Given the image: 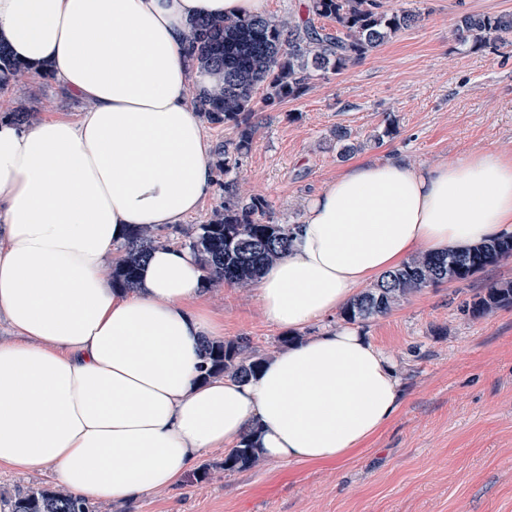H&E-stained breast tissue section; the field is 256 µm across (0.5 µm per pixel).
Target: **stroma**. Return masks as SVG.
<instances>
[{
  "label": "stroma",
  "instance_id": "stroma-1",
  "mask_svg": "<svg viewBox=\"0 0 512 512\" xmlns=\"http://www.w3.org/2000/svg\"><path fill=\"white\" fill-rule=\"evenodd\" d=\"M421 12L344 73L313 81L296 100L256 114L250 151L229 174L243 199L263 202L279 224L301 223L306 205L348 166L332 136L349 129L356 159L403 157L435 165L473 152L512 149V45L476 53L456 38L463 14L512 12V0H381ZM40 119H78L83 105L55 81L35 78L4 97ZM512 281V259L465 281L416 291L359 329L394 360L399 406L383 428L337 464L266 460L221 470L203 454L172 488L109 503L108 512H512V306L473 319L462 301ZM207 314L223 340L250 337L272 358L285 329L262 315L253 288H206Z\"/></svg>",
  "mask_w": 512,
  "mask_h": 512
}]
</instances>
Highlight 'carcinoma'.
<instances>
[{
    "label": "carcinoma",
    "instance_id": "obj_1",
    "mask_svg": "<svg viewBox=\"0 0 512 512\" xmlns=\"http://www.w3.org/2000/svg\"><path fill=\"white\" fill-rule=\"evenodd\" d=\"M307 18L214 17L191 21L184 33L192 65L218 75L220 83L200 89L192 98L200 116L213 125L231 124L237 139L216 144L215 168L227 174L238 155L250 149L258 103L296 100L313 80L328 73L339 75L351 64L396 37L416 22V15L403 8L383 9L379 0H307ZM336 23L331 32L315 19ZM459 42L472 52L489 40L506 41L512 34V15H465L457 25ZM54 77L47 65H31L12 57L9 45L0 40V94L4 95L30 77ZM38 112L19 108L3 118L30 125ZM334 139L338 155L345 159L355 150L351 133L337 128ZM223 201L207 221L185 234L182 245L197 254L204 267L206 285L230 283L249 287L261 270L288 251L292 226L263 220L261 202L243 201L236 185L219 184ZM173 245V238L157 226L134 224L118 247L120 257L112 265V287L127 291L138 288L140 266L150 253ZM512 257V235L481 242L463 250L417 255L383 276L371 288L351 299L341 315L348 322L365 321L387 313L412 292L442 281H466L475 273ZM512 305V283L492 286L485 294L464 301L460 309L471 318H481L498 307ZM206 375L243 380L255 375L266 357L243 336L232 341L204 340ZM255 442L246 437L224 456L226 471L258 464ZM3 512H101V506L65 488L31 485L10 497L0 495Z\"/></svg>",
    "mask_w": 512,
    "mask_h": 512
}]
</instances>
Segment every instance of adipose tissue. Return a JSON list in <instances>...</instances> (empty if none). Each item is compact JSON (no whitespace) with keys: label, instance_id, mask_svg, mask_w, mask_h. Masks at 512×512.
Instances as JSON below:
<instances>
[{"label":"adipose tissue","instance_id":"ef3b65f1","mask_svg":"<svg viewBox=\"0 0 512 512\" xmlns=\"http://www.w3.org/2000/svg\"><path fill=\"white\" fill-rule=\"evenodd\" d=\"M268 0H0V38L50 63L88 108L75 121L0 120V466H53L73 494L125 500L178 483L196 459L254 434L261 458L340 462L398 407L387 353L339 326L244 381L203 379L222 329L197 306L203 264L151 253L129 293L102 276L129 225L180 223L214 178L187 97L191 18L266 15ZM512 234V151L427 167L357 162L326 183L287 255L256 282L264 317L299 330L421 252Z\"/></svg>","mask_w":512,"mask_h":512}]
</instances>
